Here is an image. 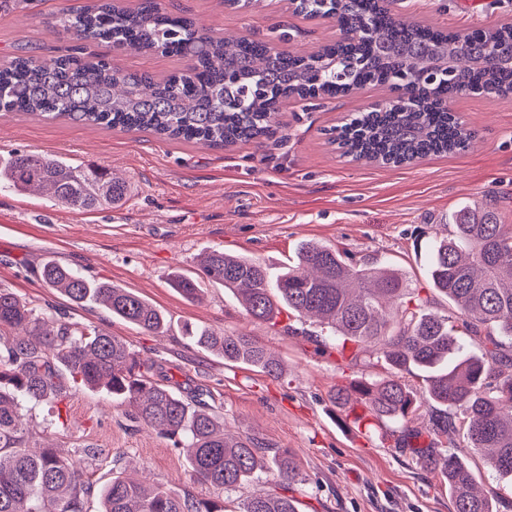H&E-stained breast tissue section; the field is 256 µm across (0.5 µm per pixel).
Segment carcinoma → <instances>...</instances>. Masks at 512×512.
I'll use <instances>...</instances> for the list:
<instances>
[{
  "mask_svg": "<svg viewBox=\"0 0 512 512\" xmlns=\"http://www.w3.org/2000/svg\"><path fill=\"white\" fill-rule=\"evenodd\" d=\"M326 11L325 0H300L295 14L313 19ZM335 21L347 34L370 24L379 38L338 40L305 59L245 37L228 42L169 13L162 0H140L134 8L121 0L68 4L50 25L72 38L136 53L160 51L188 65L158 79L103 59L17 54L0 63V111L222 148L275 132L276 104L313 91L307 84L312 71L322 73L320 93H348L391 83L404 67L421 65L427 47L442 43L462 57V66L440 85L446 100L512 95V65L497 57L498 47L512 43V26L468 31L457 43L450 33L381 9L377 0H337ZM349 66L351 79L336 84V70ZM226 70L239 82L225 83ZM414 97L413 107L362 112L345 123L337 136L344 154L400 166L468 147L473 132L458 116L435 108L424 91ZM4 189L46 194L74 213L116 205L127 193L125 182L106 169L26 152L0 157ZM451 224L452 233L432 244L427 264L433 291L455 305L451 315L433 310L398 270L374 261L349 263L314 241L303 243L295 263L275 277L248 256L212 248L200 254L198 276L176 272L170 285L191 302L200 299L202 282L220 285L261 323L274 325L285 311L300 321L314 318L342 340L341 350L350 344L355 353L385 363L391 369L386 377L338 384L331 403L358 422L398 425L415 460L448 484L453 512H494L493 497L477 488L471 469L443 440L465 429L467 447L512 477V224L501 223L496 209L484 204L461 207ZM41 280L73 304L93 303L145 332L162 334L168 326L152 304L106 280L52 262L43 265ZM460 332L482 348L481 355L466 352ZM187 334L226 362L274 378L284 372L282 361L250 335L206 327ZM410 367L427 374L425 387L405 383L400 372ZM65 374L129 406L133 422L166 436L185 454L194 481L229 493L264 472L280 487L278 494L259 490L232 507L223 498L178 494L146 475L115 472L98 490L99 512H298L288 495L298 478L292 451L224 433V419L208 408L210 393L186 402L122 339L49 316L8 288H0V512H87L82 476L89 452L67 457L53 447L33 452L28 446L23 403L48 402L62 417ZM424 407L426 427H410Z\"/></svg>",
  "mask_w": 512,
  "mask_h": 512,
  "instance_id": "carcinoma-1",
  "label": "carcinoma"
}]
</instances>
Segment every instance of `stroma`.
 Here are the masks:
<instances>
[{
    "instance_id": "stroma-1",
    "label": "stroma",
    "mask_w": 512,
    "mask_h": 512,
    "mask_svg": "<svg viewBox=\"0 0 512 512\" xmlns=\"http://www.w3.org/2000/svg\"><path fill=\"white\" fill-rule=\"evenodd\" d=\"M63 2L0 0V57L25 46L40 57L98 55L155 76L183 67L173 56L131 54L105 43L84 46L59 34L46 20ZM165 5L227 40L281 35L282 48L294 54L340 36L334 21L297 17L283 0H261L254 9L224 0ZM393 10L405 20L452 30L512 22V0H396ZM390 95L389 87L379 86L345 98L293 99L281 105V127L272 137L225 149L0 112V157L52 154L107 168L128 186L119 205L84 214L42 195L0 191V288L44 312L123 338L156 363L176 392H209V405L228 429L294 451L302 473L291 491L298 512H452L447 487L400 447L391 425L360 427L327 400L342 379H376L386 365L365 354L353 362L342 359L309 320L253 322L222 286H207L201 301L189 302L168 283L175 270L196 275L199 255L211 247L252 257L276 273L293 264L301 243L317 241L357 262L391 265L413 287L426 289L430 243L448 235L455 210L477 201L512 224V97L472 94L451 102L475 132L463 153L404 167L342 156L329 141L331 129ZM47 261L141 296L167 316L168 331L144 333L99 306L71 305L42 283L40 266ZM197 326L255 336L282 360L283 377L196 348L185 332ZM66 402L64 424L57 428L48 425L50 405L32 407L31 440L51 442L66 454L93 450L83 473L92 489L88 512H98L95 491L116 467L147 472L177 493L216 496V488L191 479L170 440L131 421L128 407L74 383L67 386ZM457 454L484 490L500 496V512H512V480L500 477L474 449L461 447Z\"/></svg>"
}]
</instances>
